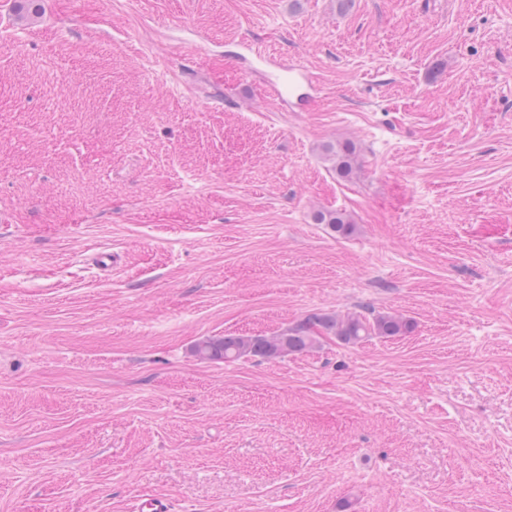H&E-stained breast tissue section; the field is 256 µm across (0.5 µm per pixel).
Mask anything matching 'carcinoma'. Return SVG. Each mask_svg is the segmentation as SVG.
Returning <instances> with one entry per match:
<instances>
[{
    "mask_svg": "<svg viewBox=\"0 0 512 512\" xmlns=\"http://www.w3.org/2000/svg\"><path fill=\"white\" fill-rule=\"evenodd\" d=\"M337 176L353 173L355 147L351 144L328 149ZM320 224L347 233L353 225L343 213L327 212L316 216ZM411 331L408 320L396 314H377L371 318L357 313H314L284 331L263 336H214L198 342L192 354L201 360L235 361L245 357L276 359L316 348L320 335L326 333L345 344H356L369 336H402Z\"/></svg>",
    "mask_w": 512,
    "mask_h": 512,
    "instance_id": "cac0c4a2",
    "label": "carcinoma"
}]
</instances>
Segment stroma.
<instances>
[{
  "label": "stroma",
  "mask_w": 512,
  "mask_h": 512,
  "mask_svg": "<svg viewBox=\"0 0 512 512\" xmlns=\"http://www.w3.org/2000/svg\"><path fill=\"white\" fill-rule=\"evenodd\" d=\"M334 312L414 329L191 354ZM149 496L512 512V0H0V512ZM279 71L278 77L268 84L271 95L277 100L288 99L303 82L310 80L309 74L299 64L281 66ZM332 156L334 170L340 178H346L353 173L355 164V147L351 144H344L327 150Z\"/></svg>",
  "instance_id": "35a3bbf8"
}]
</instances>
